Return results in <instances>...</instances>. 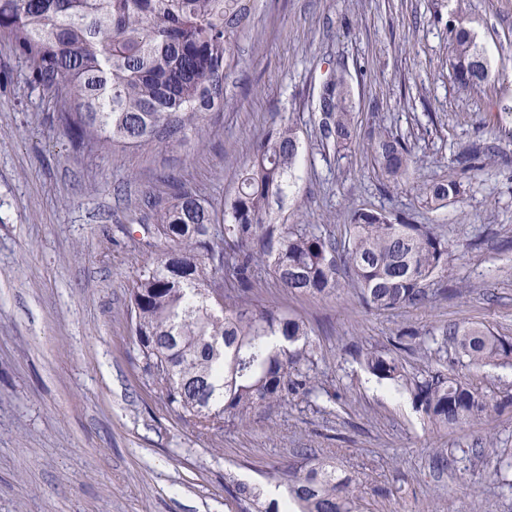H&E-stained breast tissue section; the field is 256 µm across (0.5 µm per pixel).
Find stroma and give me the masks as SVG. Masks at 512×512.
<instances>
[{"label": "stroma", "mask_w": 512, "mask_h": 512, "mask_svg": "<svg viewBox=\"0 0 512 512\" xmlns=\"http://www.w3.org/2000/svg\"><path fill=\"white\" fill-rule=\"evenodd\" d=\"M465 19L491 63L483 90L448 64V25ZM224 106L181 149L116 155L77 147L56 100L0 34V512H238V485L257 505L282 502L268 474L323 463L353 476L363 512H512V489L486 478L475 451L512 456V364L448 370L502 408L490 420L437 427L408 391L370 374L380 350L422 372L427 338L483 325L512 341V0H261ZM351 90L356 136L318 138V94L336 69ZM298 129L296 180L276 220L344 239L353 209L431 224L448 240L429 302L366 306L347 284L295 295L258 266L246 301L302 319L317 346L309 374L271 410L222 429L185 426L137 355L129 288L157 255L148 198L179 183L223 207L267 131ZM402 138L418 166L393 184L377 169L373 132ZM489 152L460 171L456 155ZM461 193L431 210L423 184ZM448 460L433 464L436 453Z\"/></svg>", "instance_id": "1"}]
</instances>
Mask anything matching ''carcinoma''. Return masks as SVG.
<instances>
[{
  "label": "carcinoma",
  "mask_w": 512,
  "mask_h": 512,
  "mask_svg": "<svg viewBox=\"0 0 512 512\" xmlns=\"http://www.w3.org/2000/svg\"><path fill=\"white\" fill-rule=\"evenodd\" d=\"M258 0H0V32L23 51L35 80L57 93L64 86L59 125L81 148L115 152L163 144L182 147L202 136L206 114L224 104L225 81L239 64V41L251 31ZM450 66L472 89L488 78L489 60L467 24L449 28ZM351 96L344 73L320 92L319 138L340 148L353 140ZM375 164L398 183L414 165L405 141L378 132ZM301 153L295 127L268 130L224 199V217L173 185L152 203L151 233L161 254L142 267L130 293V317L144 370L181 420L201 431L241 421L285 402L297 364L313 363L305 323L224 295L207 297L217 274L231 266L240 286L252 285L256 262L291 294L327 295L347 275L376 310L426 302V285L447 260L448 240L431 224H409L383 211L356 208L340 243L317 228L277 224L271 203L290 189ZM460 194L455 181L421 188L437 210ZM280 336L283 344L271 343ZM480 368L512 361V341L482 326L449 327L430 337L423 354L441 361L448 345ZM368 371L410 391L415 407L437 426L485 419L498 404L454 374L429 369L409 376L399 357L367 351ZM502 485L512 459L482 457ZM286 486L293 512H360L352 479L325 464L268 475Z\"/></svg>",
  "instance_id": "1"
}]
</instances>
